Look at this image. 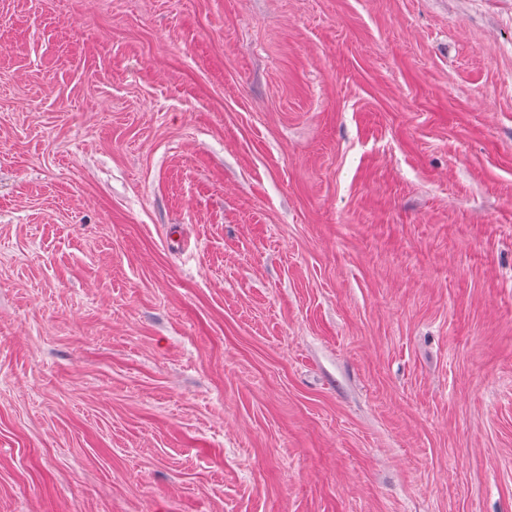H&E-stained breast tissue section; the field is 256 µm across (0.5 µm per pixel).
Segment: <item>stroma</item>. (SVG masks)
Masks as SVG:
<instances>
[{
  "label": "stroma",
  "instance_id": "obj_1",
  "mask_svg": "<svg viewBox=\"0 0 512 512\" xmlns=\"http://www.w3.org/2000/svg\"><path fill=\"white\" fill-rule=\"evenodd\" d=\"M0 512H512V0H0Z\"/></svg>",
  "mask_w": 512,
  "mask_h": 512
}]
</instances>
